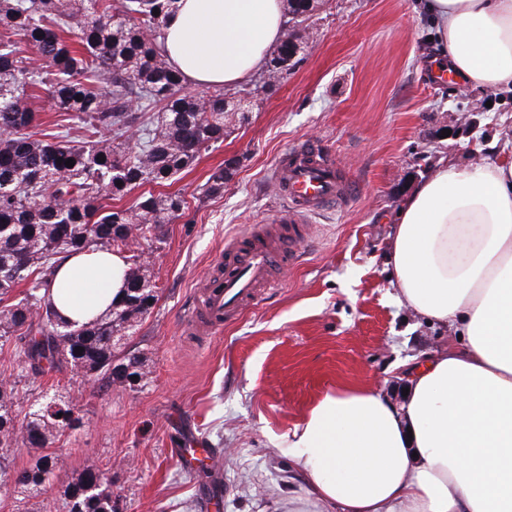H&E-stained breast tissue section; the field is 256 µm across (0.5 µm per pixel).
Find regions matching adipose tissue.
I'll list each match as a JSON object with an SVG mask.
<instances>
[{
  "label": "adipose tissue",
  "instance_id": "ef3b65f1",
  "mask_svg": "<svg viewBox=\"0 0 512 512\" xmlns=\"http://www.w3.org/2000/svg\"><path fill=\"white\" fill-rule=\"evenodd\" d=\"M437 55L460 82L512 84V0H425ZM283 0H178L165 50L186 81L232 91L283 37ZM392 240L400 303L463 346L406 374L394 403L366 386L325 394L279 452L300 493L289 512H512V162H447L404 200ZM118 253L69 257L52 282L59 317L109 311Z\"/></svg>",
  "mask_w": 512,
  "mask_h": 512
}]
</instances>
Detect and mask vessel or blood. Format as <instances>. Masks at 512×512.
<instances>
[{
  "label": "vessel or blood",
  "instance_id": "vessel-or-blood-1",
  "mask_svg": "<svg viewBox=\"0 0 512 512\" xmlns=\"http://www.w3.org/2000/svg\"><path fill=\"white\" fill-rule=\"evenodd\" d=\"M272 182L285 202L280 221L289 227L287 250L239 237L225 245L224 269L207 279L201 307L191 319L193 331L212 334L234 320L253 300L257 289L270 285L274 266L295 260L296 246L305 238L307 218L344 203L354 192L340 166L315 142L281 156Z\"/></svg>",
  "mask_w": 512,
  "mask_h": 512
}]
</instances>
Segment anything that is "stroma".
<instances>
[{"mask_svg":"<svg viewBox=\"0 0 512 512\" xmlns=\"http://www.w3.org/2000/svg\"><path fill=\"white\" fill-rule=\"evenodd\" d=\"M433 28L418 0H318L296 32V64L274 85L254 76L239 94L224 141L171 183L184 215L150 259L158 300L129 347L146 361L135 390L104 391L67 372L16 381L22 409L44 393L77 403L83 427L52 446L58 468L47 492L20 498L0 483V512H65V486L84 470L112 479L115 512H287L295 486L278 452L310 409L339 386H371L401 401L402 366L458 347L452 330L396 300L389 245L393 217L417 182L444 162L512 161V88L464 86L432 76ZM305 140L326 145L355 193L310 217L297 264L278 267L232 322L213 335L185 321L232 239L276 228L284 203L271 175ZM220 196L204 193L226 161ZM201 438L215 470H187L173 451Z\"/></svg>","mask_w":512,"mask_h":512,"instance_id":"1","label":"stroma"}]
</instances>
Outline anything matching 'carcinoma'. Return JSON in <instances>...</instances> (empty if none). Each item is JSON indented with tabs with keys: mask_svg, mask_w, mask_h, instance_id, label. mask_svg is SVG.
I'll use <instances>...</instances> for the list:
<instances>
[{
	"mask_svg": "<svg viewBox=\"0 0 512 512\" xmlns=\"http://www.w3.org/2000/svg\"><path fill=\"white\" fill-rule=\"evenodd\" d=\"M174 2L0 0V353L13 355L33 384L64 367L106 390L133 391L146 377L140 354L120 339L158 299L145 257L162 248L186 201L179 192L150 193L128 208L112 201L190 168L224 141L231 116L223 92L186 90L169 64L164 35ZM314 9L315 0H289L299 23ZM294 39L285 29L269 78L280 79ZM42 88L61 117L57 133L36 131L25 91ZM154 106L156 120L145 121ZM75 119L79 137L71 135ZM231 177V166L217 169L205 193H223ZM90 250L125 254L127 287L105 315L78 326L58 317L49 289L59 264ZM81 427L76 404L62 399L20 414L16 382L0 380V479L30 495L48 491L57 466L51 445ZM21 445L31 460L17 468L2 450ZM64 496L67 512H114L112 479L101 472L85 471Z\"/></svg>",
	"mask_w": 512,
	"mask_h": 512,
	"instance_id": "1",
	"label": "carcinoma"
}]
</instances>
